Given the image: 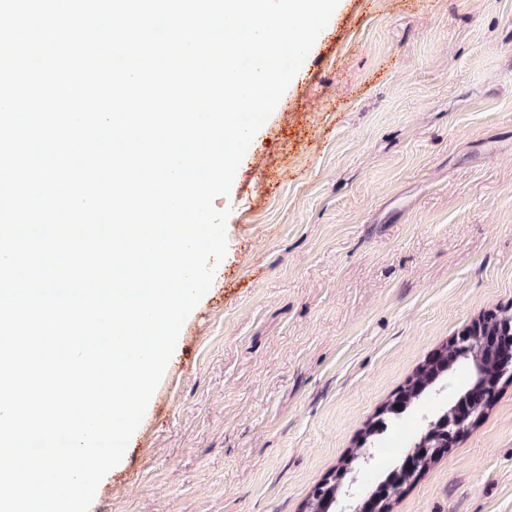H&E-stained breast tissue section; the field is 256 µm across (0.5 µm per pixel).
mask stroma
<instances>
[{
	"mask_svg": "<svg viewBox=\"0 0 512 512\" xmlns=\"http://www.w3.org/2000/svg\"><path fill=\"white\" fill-rule=\"evenodd\" d=\"M89 512H303L423 361L512 310V0H338ZM391 512H512V382Z\"/></svg>",
	"mask_w": 512,
	"mask_h": 512,
	"instance_id": "stroma-1",
	"label": "stroma"
}]
</instances>
